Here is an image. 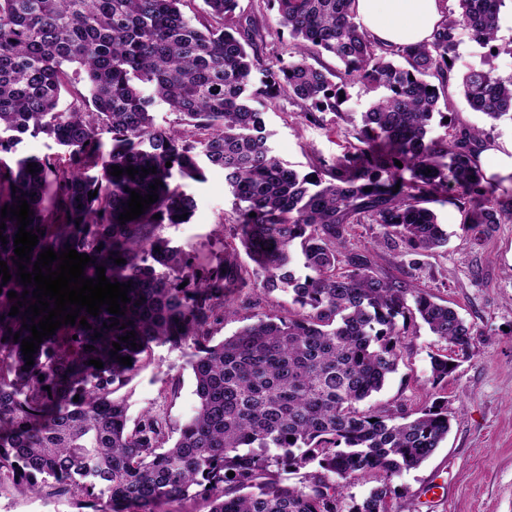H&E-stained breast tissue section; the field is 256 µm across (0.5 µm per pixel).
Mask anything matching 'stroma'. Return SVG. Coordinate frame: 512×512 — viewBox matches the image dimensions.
<instances>
[{"mask_svg": "<svg viewBox=\"0 0 512 512\" xmlns=\"http://www.w3.org/2000/svg\"><path fill=\"white\" fill-rule=\"evenodd\" d=\"M238 14L266 24L267 67L287 60L292 40L280 28L266 0H238ZM341 114L325 113L319 121L304 119L299 107L280 96L264 107L268 143L290 167L309 172L315 159H336L355 141L359 114L369 97L358 83H348ZM453 122L489 129L493 150L479 166L486 177L512 187V120L489 124L472 111L458 85H451ZM183 190L196 208L185 224H168L163 235L192 260L198 279L205 280L236 253L240 274L251 278L253 264L239 252L235 235L236 213L224 181V171L204 165L203 177L186 179ZM434 209L448 232V244L437 252L409 260L401 250L382 249L376 258L382 271L411 274L427 292L454 307L471 327V341L461 351L418 325L400 339L398 368L383 390L368 400L370 408L414 412L435 399L448 403L451 427L447 439L420 467L393 480L399 490L390 512H512V224H468L455 201L435 203ZM235 315L214 326L215 338L231 336L252 323L255 314L287 315V294L249 287L241 292ZM188 349L152 344L142 354L138 370L123 389L129 397V415L158 416L167 429L190 418L196 406L194 380L187 364ZM454 365L448 378L433 383L432 357ZM0 512H86L80 499L40 497L16 490L9 479L0 480Z\"/></svg>", "mask_w": 512, "mask_h": 512, "instance_id": "35a3bbf8", "label": "stroma"}]
</instances>
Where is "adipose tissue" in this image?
I'll list each match as a JSON object with an SVG mask.
<instances>
[{"label":"adipose tissue","instance_id":"ef3b65f1","mask_svg":"<svg viewBox=\"0 0 512 512\" xmlns=\"http://www.w3.org/2000/svg\"><path fill=\"white\" fill-rule=\"evenodd\" d=\"M444 8V0H356L358 21L386 46L430 39Z\"/></svg>","mask_w":512,"mask_h":512}]
</instances>
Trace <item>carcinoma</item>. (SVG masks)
I'll use <instances>...</instances> for the list:
<instances>
[{"instance_id":"carcinoma-1","label":"carcinoma","mask_w":512,"mask_h":512,"mask_svg":"<svg viewBox=\"0 0 512 512\" xmlns=\"http://www.w3.org/2000/svg\"><path fill=\"white\" fill-rule=\"evenodd\" d=\"M187 2L0 0V155L15 153L28 133L63 150L12 165L0 158V208L26 200V230L45 231L27 271L42 250L69 244L95 260L85 277L102 265L110 282L131 283L119 325L103 327L112 317L105 305L97 317L82 311L90 328L62 325L26 365L21 340L31 337L23 328L31 320L23 307L9 312L35 286L17 276V219L0 217V261L11 274L0 284V479L22 493L78 496L92 512H162L189 496L207 499L209 512H388L393 479L447 437L448 402L415 414L358 405L397 370L399 319L417 315L462 350L471 332L411 277L382 274L369 250L344 248L351 225L367 223L406 255L445 246L431 204L452 189L464 223H512V188L487 181L477 163L489 133L445 122L459 32L489 58L512 54V41L498 37L506 0H451L431 40L392 49L355 21V0H267L292 39L276 70L263 65L264 24L233 16L238 0H202L192 17ZM324 54L344 72L309 63ZM346 78L368 93L384 89L361 113L358 147L322 172L288 168L250 102L285 94L309 120L339 114ZM459 86L488 119L512 118V78L490 63L468 69ZM158 102L179 126L155 124ZM436 118L445 131L433 137ZM201 161L224 169L237 238L255 265L252 287L286 293L293 305L288 316H259L217 343L213 326L234 312L224 289L247 287L236 258L201 282L187 254L161 236L163 225L192 214L195 201L176 177H199ZM113 165L156 172L115 177ZM132 191L158 199L123 223ZM132 331L137 349L119 341ZM155 341L192 348L198 405L175 439L149 411L129 425L117 395ZM125 356L132 365L117 361ZM276 468L301 473L298 483L281 484ZM375 472L379 483L344 508L339 482Z\"/></svg>"}]
</instances>
